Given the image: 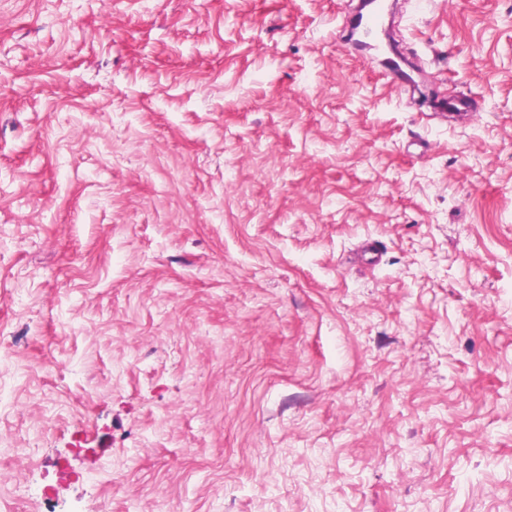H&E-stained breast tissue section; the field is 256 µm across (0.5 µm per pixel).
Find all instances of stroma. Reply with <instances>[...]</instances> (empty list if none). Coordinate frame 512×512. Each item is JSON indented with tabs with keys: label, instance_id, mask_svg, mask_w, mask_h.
Instances as JSON below:
<instances>
[{
	"label": "stroma",
	"instance_id": "obj_1",
	"mask_svg": "<svg viewBox=\"0 0 512 512\" xmlns=\"http://www.w3.org/2000/svg\"><path fill=\"white\" fill-rule=\"evenodd\" d=\"M404 3L473 117L348 0H0V512H512V0ZM385 1H358L345 19V28L353 25L351 32L359 36L358 41L364 42L375 38L383 20Z\"/></svg>",
	"mask_w": 512,
	"mask_h": 512
}]
</instances>
